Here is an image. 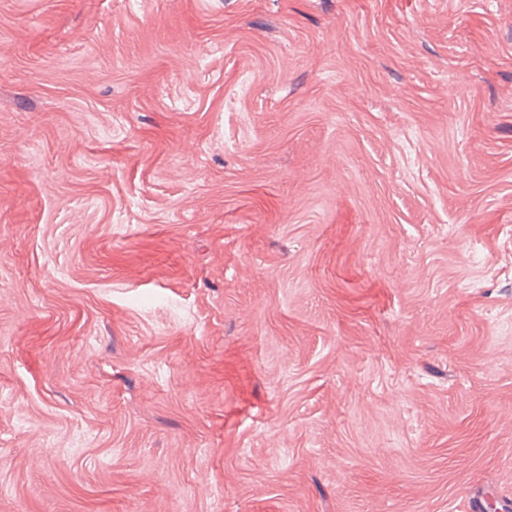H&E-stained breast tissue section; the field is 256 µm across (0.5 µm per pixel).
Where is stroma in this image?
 Instances as JSON below:
<instances>
[{"mask_svg": "<svg viewBox=\"0 0 512 512\" xmlns=\"http://www.w3.org/2000/svg\"><path fill=\"white\" fill-rule=\"evenodd\" d=\"M512 512V0H0V512Z\"/></svg>", "mask_w": 512, "mask_h": 512, "instance_id": "obj_1", "label": "stroma"}]
</instances>
